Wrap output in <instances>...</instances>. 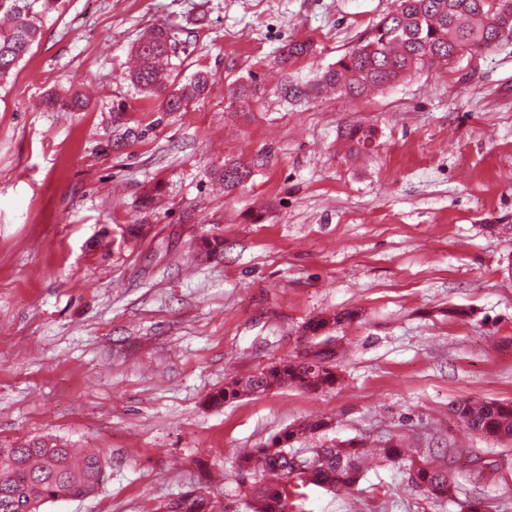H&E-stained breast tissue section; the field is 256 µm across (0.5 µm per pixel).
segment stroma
Returning <instances> with one entry per match:
<instances>
[{"mask_svg":"<svg viewBox=\"0 0 512 512\" xmlns=\"http://www.w3.org/2000/svg\"><path fill=\"white\" fill-rule=\"evenodd\" d=\"M392 0H60L0 82V448L53 437L105 459L101 490L41 512H163L188 491L246 512L237 454L329 418L301 448L391 438L447 468L432 502L403 464L369 458L357 490L304 488L303 512H512V443L449 412L512 401V42L357 98L286 102L365 37ZM174 24L183 78L211 73L179 112L124 76L140 39ZM315 54L284 73L291 40ZM255 76L260 99L230 91ZM84 93L81 112L45 98ZM125 103V111L114 106ZM356 122L377 131L353 156ZM248 184L225 193V164ZM149 233L128 246L127 225ZM111 237H103V226ZM218 227L224 255L197 243ZM338 326L336 388L205 402L229 378L300 356L305 321ZM353 313L351 312H339L327 315L316 316L303 325L304 333L306 337L308 332L312 333V336H318L317 333L320 331L326 332L330 329L336 328L341 324L352 320Z\"/></svg>","mask_w":512,"mask_h":512,"instance_id":"1","label":"stroma"}]
</instances>
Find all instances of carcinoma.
<instances>
[{
	"label": "carcinoma",
	"instance_id": "cac0c4a2",
	"mask_svg": "<svg viewBox=\"0 0 512 512\" xmlns=\"http://www.w3.org/2000/svg\"><path fill=\"white\" fill-rule=\"evenodd\" d=\"M37 3L41 7L39 12L34 10ZM57 3L58 0H0V12L13 18L9 29H0V80L39 43L40 12L54 9ZM511 39L512 0H395L394 8L373 26L367 38L337 57L314 79L284 85V96L300 100L312 92L331 88L340 96L359 97L373 87L390 85L412 72H429L451 63L465 51L488 49ZM179 43L175 26L152 29L137 46V68L128 73L140 94L162 99L165 112L181 111L190 98L205 93L210 81L209 73L199 70L186 84L175 78L168 85L159 82L162 71L177 68L173 60L177 58ZM312 51L311 41H293L279 54L276 65L286 73L295 61ZM260 90L252 77L236 84L231 95L251 100L259 97ZM47 106L80 112L84 101L73 93L65 98H50ZM374 135L373 129L358 123L345 129V137L358 151L370 148ZM250 175L248 166L240 163L224 167V189H236ZM201 244L209 257L224 255V237L220 234H203ZM352 318L351 312L320 315L306 321L303 330L315 336ZM335 356L336 352L326 347L315 360L308 359L306 353L296 359L281 360L256 376L230 380L222 389L209 394L207 403L220 407L242 396L288 386L308 391L332 389L339 381L336 366L332 365ZM450 412L477 434L512 439V402L464 399L454 403ZM326 425L323 419L295 425L268 444L237 456V475L250 481L248 512H294L295 501L301 497L299 489L307 484L334 490L360 482L364 452L353 441L318 449L309 477L293 476L295 439L318 433ZM381 452L386 459L405 465L411 485L425 498H455V483L448 471L427 461L405 458L400 446L392 441ZM105 468L100 454L65 443L31 439L12 448H0V512H40L47 502L90 496L103 485ZM164 512H209V503L204 495L189 492L168 503Z\"/></svg>",
	"mask_w": 512,
	"mask_h": 512
}]
</instances>
